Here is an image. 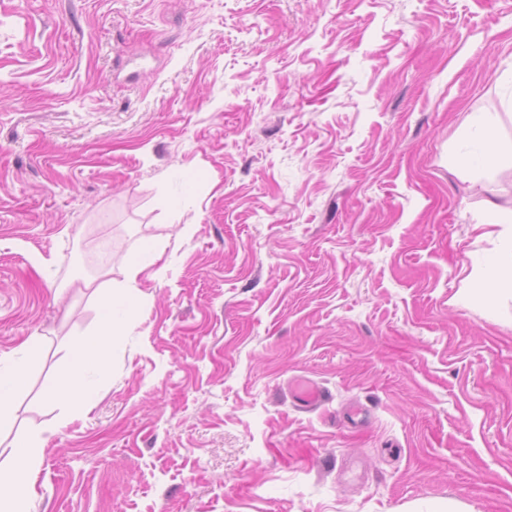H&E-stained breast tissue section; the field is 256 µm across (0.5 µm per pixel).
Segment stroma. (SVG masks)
<instances>
[{
    "label": "stroma",
    "mask_w": 512,
    "mask_h": 512,
    "mask_svg": "<svg viewBox=\"0 0 512 512\" xmlns=\"http://www.w3.org/2000/svg\"><path fill=\"white\" fill-rule=\"evenodd\" d=\"M476 124L512 154V0H0L30 512H512V298L456 301L512 211V166L448 165ZM151 245L91 407L49 400ZM292 396L296 404L303 409L319 408L327 397L321 388L306 381L296 382Z\"/></svg>",
    "instance_id": "stroma-1"
}]
</instances>
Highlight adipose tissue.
Here are the masks:
<instances>
[{"label":"adipose tissue","mask_w":512,"mask_h":512,"mask_svg":"<svg viewBox=\"0 0 512 512\" xmlns=\"http://www.w3.org/2000/svg\"><path fill=\"white\" fill-rule=\"evenodd\" d=\"M490 225L499 229V248L484 267L471 275V287L462 289L457 301L489 302L503 293L505 282H512V228H504L501 215H492ZM151 257L132 259L126 267V279L120 292H104L100 297L101 324L90 335L77 338L69 350L70 366L49 393L50 399L74 409L86 408L97 389L91 372L105 368L104 351L108 340L119 335L141 312L139 275L151 264ZM33 355L31 346L17 349L8 359L0 358V427L10 421L9 402L24 383ZM16 462L0 466V512H29V490L41 468L42 446L39 436H32L16 445Z\"/></svg>","instance_id":"1"}]
</instances>
